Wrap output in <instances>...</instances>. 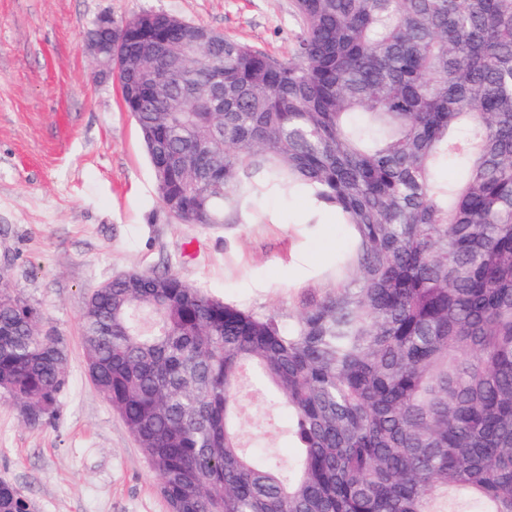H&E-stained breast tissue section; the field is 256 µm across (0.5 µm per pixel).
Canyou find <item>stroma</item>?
Instances as JSON below:
<instances>
[{"mask_svg":"<svg viewBox=\"0 0 512 512\" xmlns=\"http://www.w3.org/2000/svg\"><path fill=\"white\" fill-rule=\"evenodd\" d=\"M164 12L275 58L291 54L294 0H0V270L68 349L54 424L33 427L0 396V481L30 512H169L121 416L88 375L81 315L88 294L125 272L176 274L247 309L288 319L336 285L352 244L328 214L309 223L301 194L272 193L251 224H182L158 199L119 86L85 41L102 16ZM266 406L246 401L244 446L293 460L287 411L266 433Z\"/></svg>","mask_w":512,"mask_h":512,"instance_id":"stroma-1","label":"stroma"}]
</instances>
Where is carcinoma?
<instances>
[{
  "instance_id": "carcinoma-1",
  "label": "carcinoma",
  "mask_w": 512,
  "mask_h": 512,
  "mask_svg": "<svg viewBox=\"0 0 512 512\" xmlns=\"http://www.w3.org/2000/svg\"><path fill=\"white\" fill-rule=\"evenodd\" d=\"M274 58L172 14L123 32L164 80L125 94L182 224H247L301 193L353 247L285 322L175 275L92 291L87 366L170 512H512V0H295ZM460 169V181L445 177ZM68 353L0 304V393L55 418ZM288 408L291 466L243 447L246 397ZM0 512H29L5 482Z\"/></svg>"
}]
</instances>
